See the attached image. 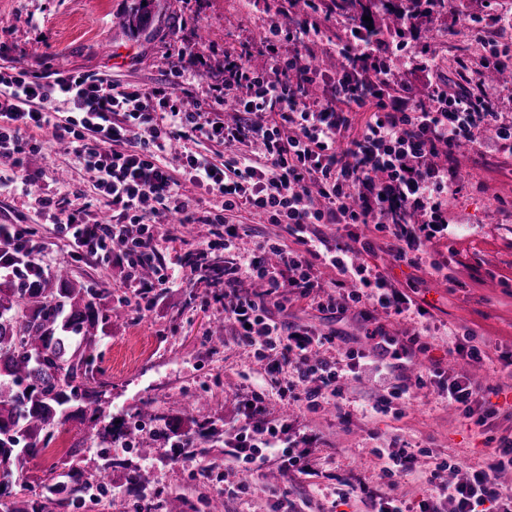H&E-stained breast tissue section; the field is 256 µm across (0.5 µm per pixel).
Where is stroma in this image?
Listing matches in <instances>:
<instances>
[{"mask_svg": "<svg viewBox=\"0 0 512 512\" xmlns=\"http://www.w3.org/2000/svg\"><path fill=\"white\" fill-rule=\"evenodd\" d=\"M269 0H256L243 10L239 0H0V64L32 71L79 69L110 75L119 83H156L166 68V54L183 40H195L216 51L211 56V75L220 77L224 46L236 47L257 38L265 26L288 28L297 16L269 11ZM466 13L480 14L486 31L476 36L459 29L455 17L436 21L437 36L431 42L436 69L449 82L468 81L474 94H490L501 121L512 122V79L484 84L472 69L489 41L512 43V28L500 27V16L512 13V0H464ZM147 11L150 21L133 31L125 24L129 15ZM459 188L448 203V235L427 243L420 266L392 263L384 248L363 254L365 264L381 272L391 287L408 293L426 307L436 341L455 343L462 333H472L476 344L491 354L512 353V154L487 137L478 138L466 153L456 155ZM24 220L41 242L42 261L51 268L74 262V248L56 225L38 215L30 198L0 194V224ZM78 280L100 282L113 297L129 295L118 268L104 261L74 262ZM442 273H435L434 265ZM214 290L194 280L168 299L164 310L149 317L130 315L113 324L102 342L101 367L107 385L109 411L126 422L138 420L144 408H152L173 425L183 422L185 401L206 396L195 404L193 415L203 421L235 412L239 396L248 384L270 386L263 363L250 349L238 345L232 325L224 321L222 303ZM282 319L328 332L341 327L358 337L359 348L366 326L353 314L334 323L301 300H291ZM442 361L445 371L469 368L472 374L489 376L506 385L498 403L504 408L495 435L512 434V372L489 365H466L464 360L444 357L439 348L417 352L401 370L382 380L363 370L344 384L347 422L335 413L311 414L312 426L323 443L316 451V474L305 478L281 475L291 499H310L314 512H369L362 502L336 505L340 480L376 478L372 449L409 447L415 468L426 475L440 459L455 462L453 480H465L484 461L482 436L468 425L454 407L438 397L434 387L414 388L422 364ZM410 383L409 399L394 403L391 411L373 417L366 408L385 394L389 386ZM234 439L225 428L221 441L207 455L183 458L166 464L168 446L155 448L151 457L138 459L153 486L164 494H178L187 501L186 512H272L273 500L262 487L264 476H246L227 448ZM76 448L85 466H94L104 448L87 426L73 423L63 432L62 449L48 448L30 462L32 477H41L60 461L64 450ZM113 458L124 459L121 446L108 448ZM216 465L220 481L201 477L203 466ZM249 482L248 493L225 495L228 487Z\"/></svg>", "mask_w": 512, "mask_h": 512, "instance_id": "obj_1", "label": "stroma"}]
</instances>
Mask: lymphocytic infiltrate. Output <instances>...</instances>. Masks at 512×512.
<instances>
[{
    "label": "lymphocytic infiltrate",
    "mask_w": 512,
    "mask_h": 512,
    "mask_svg": "<svg viewBox=\"0 0 512 512\" xmlns=\"http://www.w3.org/2000/svg\"><path fill=\"white\" fill-rule=\"evenodd\" d=\"M323 0H274L276 11L303 9L294 29L266 27L254 41L225 49L223 76L197 95L190 81L208 68L202 44L180 42L167 54V77L150 85H118L104 75L81 71L36 73L0 66V160L13 175L0 180V193L30 194L41 172L29 157L41 154L43 136L61 145L73 166L87 175L109 220L77 205L80 191L35 196L47 215L86 258L109 259L133 288L138 316L155 312L180 277L169 271L158 240L169 223L202 224L208 234L197 243L196 259L224 253V317L238 341L264 361L280 400L303 403L315 413L341 409L343 381L368 368L388 375L395 360L413 350H430L421 336L395 346L383 327L366 330L377 360L351 348L331 355L341 334L314 333L274 310L290 297L344 320L348 313L369 319L374 310L399 316L425 308L382 273L356 263V253L374 251L378 238L390 239L388 254L399 264L416 265L427 242L448 232V199L458 189L454 169L433 165L432 156L489 134L512 152V125L499 122L493 106L463 85L430 80L426 98L412 84L389 93L388 66L394 52L379 37L347 30L337 45L342 64L329 73L317 65L324 36ZM264 57L253 67L252 54ZM370 109L359 135L344 140L355 112ZM194 186L218 198L216 206L193 208L184 189ZM32 194V193H31ZM246 209L282 237L266 238L239 254L242 225L232 213ZM317 224H359L363 233L329 243L313 231ZM154 271L143 282V267ZM335 278H325V270ZM436 385L465 421L486 436L482 469L451 482L448 460L437 461L430 482L435 493L417 506L393 495L400 477L413 469L407 449H373L384 483L338 489L341 503L360 492L372 512H512V485L499 472L512 470V437L491 430L500 409L494 396L502 385L486 384L461 370L446 376L432 369L413 385ZM410 385V386H413ZM410 386H394L371 413L390 411L406 399ZM240 433L233 455L244 472L261 470L270 459L301 475L313 474L316 433L291 439L287 423L268 417V394L250 391L239 403Z\"/></svg>",
    "instance_id": "obj_1"
}]
</instances>
